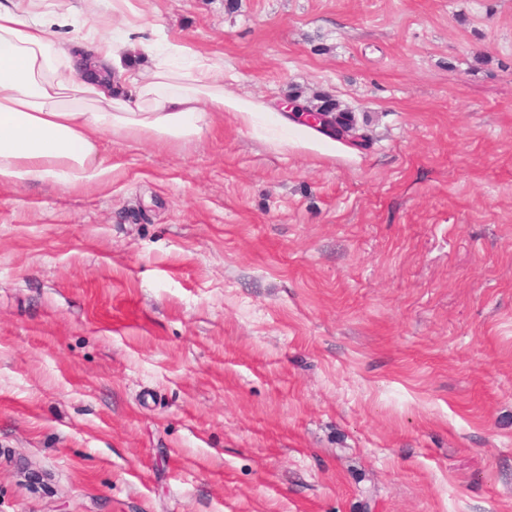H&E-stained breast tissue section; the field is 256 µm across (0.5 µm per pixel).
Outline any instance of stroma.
<instances>
[{
  "label": "stroma",
  "instance_id": "stroma-1",
  "mask_svg": "<svg viewBox=\"0 0 512 512\" xmlns=\"http://www.w3.org/2000/svg\"><path fill=\"white\" fill-rule=\"evenodd\" d=\"M228 1L270 111L0 183V512H512V0ZM317 98H320V103L316 105L323 108L325 112H319L318 108L314 106L301 105L294 99H286L279 106L286 109L284 112L290 114L297 121L319 128L329 134L349 132L350 125L344 119L348 116L347 112L339 111L336 103L331 100L319 96Z\"/></svg>",
  "mask_w": 512,
  "mask_h": 512
}]
</instances>
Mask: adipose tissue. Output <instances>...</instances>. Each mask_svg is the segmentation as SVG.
<instances>
[{"instance_id":"ef3b65f1","label":"adipose tissue","mask_w":512,"mask_h":512,"mask_svg":"<svg viewBox=\"0 0 512 512\" xmlns=\"http://www.w3.org/2000/svg\"><path fill=\"white\" fill-rule=\"evenodd\" d=\"M131 10L130 0H112L125 18L116 28L88 9L67 49L56 29L69 21V0H0V183L97 182L112 172L100 154L104 134L174 145L201 138L214 115L265 111L225 88L223 59L135 38ZM134 52L148 67H127Z\"/></svg>"}]
</instances>
